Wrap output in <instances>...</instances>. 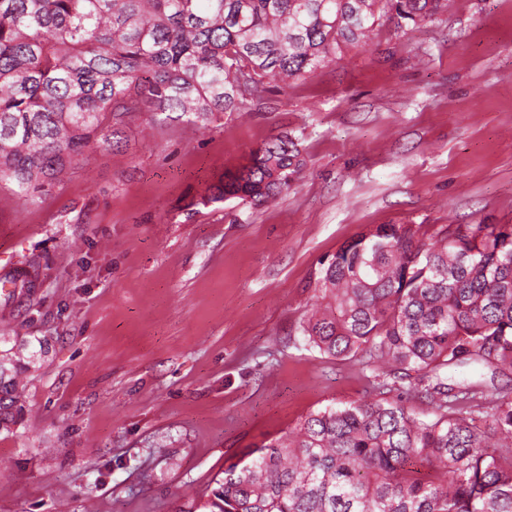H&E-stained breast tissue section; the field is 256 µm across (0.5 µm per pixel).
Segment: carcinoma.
<instances>
[{"label": "carcinoma", "instance_id": "carcinoma-1", "mask_svg": "<svg viewBox=\"0 0 512 512\" xmlns=\"http://www.w3.org/2000/svg\"><path fill=\"white\" fill-rule=\"evenodd\" d=\"M393 9L418 23L448 0H0V181L44 195L90 144L120 148L140 113L206 126L246 112L265 79L315 73ZM301 167L278 134L200 204L268 205ZM419 232L345 242L301 325L320 354L363 361L374 398L313 412L229 466L205 512H512V388L489 386L512 375V224ZM3 391L8 431L13 382Z\"/></svg>", "mask_w": 512, "mask_h": 512}]
</instances>
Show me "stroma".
I'll list each match as a JSON object with an SVG mask.
<instances>
[{
    "instance_id": "1",
    "label": "stroma",
    "mask_w": 512,
    "mask_h": 512,
    "mask_svg": "<svg viewBox=\"0 0 512 512\" xmlns=\"http://www.w3.org/2000/svg\"><path fill=\"white\" fill-rule=\"evenodd\" d=\"M285 132L304 161L262 208L200 199ZM380 224H512V0H454L207 127L135 117L36 200L0 182V512H192L231 464L368 372L305 346L322 261ZM33 288H26V281ZM6 382L7 383L3 386V391L6 396L2 398L1 396H3V393H1L0 384V427L1 429L8 431L10 430L11 425L15 423V413L13 412L15 404V388L11 380Z\"/></svg>"
}]
</instances>
